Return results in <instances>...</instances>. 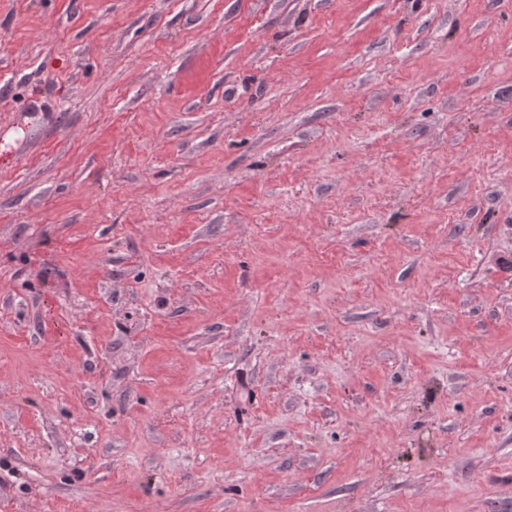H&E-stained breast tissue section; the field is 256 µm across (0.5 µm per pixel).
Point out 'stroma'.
Returning <instances> with one entry per match:
<instances>
[{
  "instance_id": "stroma-1",
  "label": "stroma",
  "mask_w": 512,
  "mask_h": 512,
  "mask_svg": "<svg viewBox=\"0 0 512 512\" xmlns=\"http://www.w3.org/2000/svg\"><path fill=\"white\" fill-rule=\"evenodd\" d=\"M0 512H512V0H0Z\"/></svg>"
}]
</instances>
